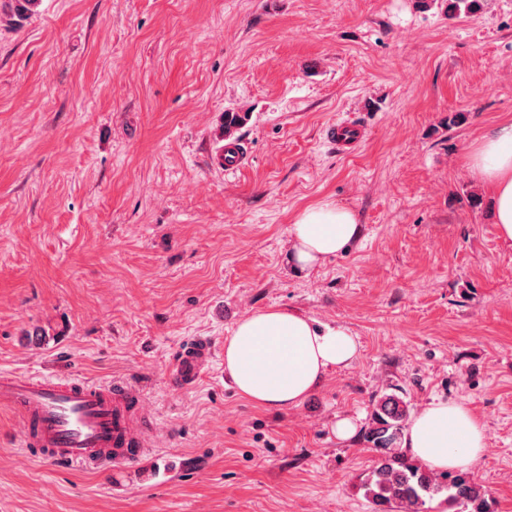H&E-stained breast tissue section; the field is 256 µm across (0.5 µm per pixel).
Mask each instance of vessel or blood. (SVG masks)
Masks as SVG:
<instances>
[{
	"label": "vessel or blood",
	"mask_w": 512,
	"mask_h": 512,
	"mask_svg": "<svg viewBox=\"0 0 512 512\" xmlns=\"http://www.w3.org/2000/svg\"><path fill=\"white\" fill-rule=\"evenodd\" d=\"M365 135L364 125L349 119L326 129L327 140L341 154L353 153ZM247 158L245 143L226 136L220 155L225 171L237 170ZM213 357L208 339H192L171 367L170 384L180 390L195 387ZM0 407L16 413L21 447L57 466L127 465L151 445L141 387L131 379L102 384L0 372Z\"/></svg>",
	"instance_id": "obj_1"
}]
</instances>
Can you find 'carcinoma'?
I'll use <instances>...</instances> for the list:
<instances>
[{
	"label": "carcinoma",
	"instance_id": "carcinoma-1",
	"mask_svg": "<svg viewBox=\"0 0 512 512\" xmlns=\"http://www.w3.org/2000/svg\"><path fill=\"white\" fill-rule=\"evenodd\" d=\"M8 2L9 22L18 25L35 12L40 0ZM407 417L404 402L393 395L382 398L375 406L366 440L380 458L363 484L374 512H387L393 507L400 512H422L426 500L443 492L449 501L463 507L472 505L474 512H483L484 494L475 481L449 471L434 474L399 450Z\"/></svg>",
	"mask_w": 512,
	"mask_h": 512
}]
</instances>
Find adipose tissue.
<instances>
[{
  "instance_id": "ef3b65f1",
  "label": "adipose tissue",
  "mask_w": 512,
  "mask_h": 512,
  "mask_svg": "<svg viewBox=\"0 0 512 512\" xmlns=\"http://www.w3.org/2000/svg\"><path fill=\"white\" fill-rule=\"evenodd\" d=\"M472 175L490 192L498 237L512 244V122L505 120L466 155ZM355 212L333 201L300 210L288 230V261L311 272L347 252L362 236ZM359 343L348 328L298 311L270 307L239 320L224 339V372L240 397L262 410L300 405L334 369L350 366ZM404 446L428 470H465L482 454L484 427L456 402H433L415 414Z\"/></svg>"
}]
</instances>
